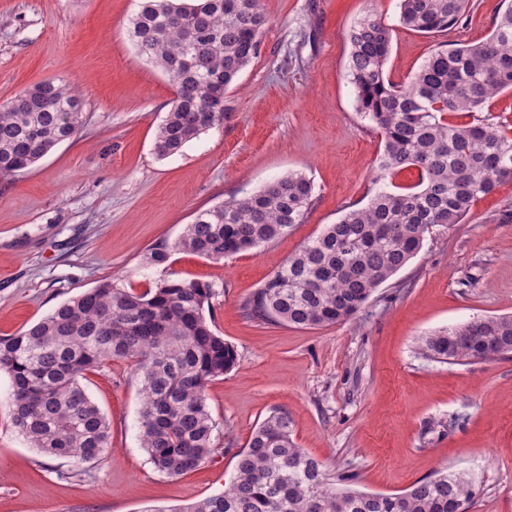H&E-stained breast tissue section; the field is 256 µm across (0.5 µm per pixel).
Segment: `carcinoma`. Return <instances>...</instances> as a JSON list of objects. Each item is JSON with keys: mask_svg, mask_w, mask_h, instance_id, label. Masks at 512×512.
Masks as SVG:
<instances>
[{"mask_svg": "<svg viewBox=\"0 0 512 512\" xmlns=\"http://www.w3.org/2000/svg\"><path fill=\"white\" fill-rule=\"evenodd\" d=\"M468 0H399L401 26L435 36L466 18ZM269 22L263 0H143L130 20L139 53L173 81L155 151L172 156L224 124V97L257 58ZM393 28L369 14L347 32V76L359 113L381 136L379 178L406 168L414 186L376 192L290 256L242 304L246 316L300 328L352 318L420 250L435 226L459 224L474 203L512 181V124L483 116L512 89V6L476 44H441L403 82L387 70ZM451 115H465L454 122ZM83 125V100L60 79L28 87L0 105V178L31 167ZM314 184L289 173L261 189L200 209L178 239L148 249L143 266L176 251L209 260L265 246L304 222ZM214 288L164 278L136 293L105 281L61 303L26 330L0 337V372L12 379V423L50 458L95 462L109 448L111 425L83 380L114 359L130 362L140 386L141 447L153 467L180 476L215 451L208 384L230 371L234 348L207 318ZM422 354L448 364L512 354V316H491L422 338ZM299 447L288 413L273 411L238 454L224 493L146 512H456L474 502V478L438 472L397 494L352 487Z\"/></svg>", "mask_w": 512, "mask_h": 512, "instance_id": "1", "label": "carcinoma"}]
</instances>
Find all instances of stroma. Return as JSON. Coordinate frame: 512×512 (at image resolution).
Instances as JSON below:
<instances>
[{
    "label": "stroma",
    "instance_id": "obj_1",
    "mask_svg": "<svg viewBox=\"0 0 512 512\" xmlns=\"http://www.w3.org/2000/svg\"><path fill=\"white\" fill-rule=\"evenodd\" d=\"M446 40H485L503 0H471ZM141 0H0V104L64 80L84 125L24 172L0 179V337L115 280L142 292L174 277L206 282L212 328L237 361L206 401L215 453L177 477L157 472L138 438L140 395L124 360L83 385L111 422L93 463L40 455L12 425L0 373V512H147L223 493L254 428L287 412L296 443L362 490L402 492L446 467L471 474V512H512V356L466 365L421 355V339L476 317L512 315V182L437 226L408 266L352 319L313 329L245 316L243 302L323 227L380 184L381 137L357 112L347 30L367 13L394 28L387 68L400 82L438 40L398 24V0H264L259 56L224 99L226 118L177 155L155 134L175 89L128 37ZM315 184L304 223L273 243L214 262L185 252L144 269L153 245L176 240L198 209L291 171Z\"/></svg>",
    "mask_w": 512,
    "mask_h": 512
}]
</instances>
